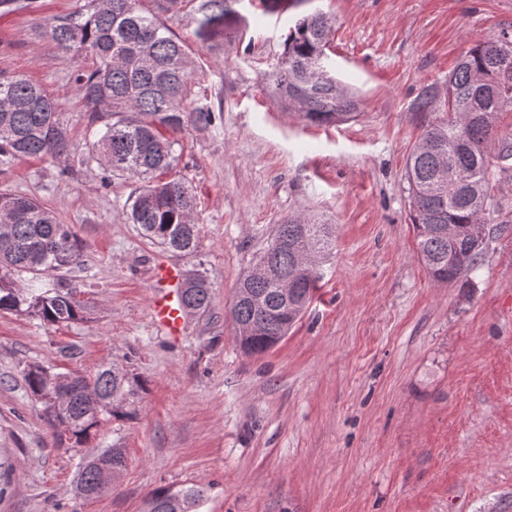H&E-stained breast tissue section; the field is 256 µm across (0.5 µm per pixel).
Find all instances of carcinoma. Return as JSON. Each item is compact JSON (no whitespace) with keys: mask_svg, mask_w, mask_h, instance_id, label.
<instances>
[{"mask_svg":"<svg viewBox=\"0 0 512 512\" xmlns=\"http://www.w3.org/2000/svg\"><path fill=\"white\" fill-rule=\"evenodd\" d=\"M88 0L85 10L50 22L49 35L63 57L89 56L91 68L73 74L83 112L95 129L86 153H77L56 101L24 75L0 72V157L77 156L113 173L138 179L127 220L161 247L182 254L196 249L195 196L172 176L178 140L172 134L189 123L208 124L211 112L187 110L200 97L194 63L183 40L162 21L185 0ZM243 0H197L196 35L208 41L243 20ZM333 18L323 12L296 21L285 40L275 74V90L307 121L332 124L355 116L356 101L333 74L319 70L327 57ZM512 104V35L471 48L448 76V118L426 128L406 163L410 217L417 256L431 280L454 282L473 271L490 236L493 171L490 151L495 118ZM0 310L32 314L43 322L68 326L86 319L77 291L50 275L83 263V249L69 225L33 198L0 194ZM460 232L448 237V225ZM330 225L314 216H290L277 226L259 261L270 274L240 278L230 308L235 324H250L253 337L244 353L262 354L279 344L305 311L331 253ZM28 274L25 288L13 276ZM294 292L282 294V282ZM182 301L189 313L204 314L213 297L207 279H184ZM30 393L43 405L51 424L67 431L77 446L89 442L102 423L135 414L142 386L137 377L112 362L92 375L55 373L33 364L23 373ZM101 467L81 465L76 490H99ZM206 498L199 486L159 487L146 500L150 512H198Z\"/></svg>","mask_w":512,"mask_h":512,"instance_id":"obj_1","label":"carcinoma"}]
</instances>
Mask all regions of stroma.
Masks as SVG:
<instances>
[{"label":"stroma","instance_id":"stroma-1","mask_svg":"<svg viewBox=\"0 0 512 512\" xmlns=\"http://www.w3.org/2000/svg\"><path fill=\"white\" fill-rule=\"evenodd\" d=\"M86 0H37L0 16V71L56 99L71 139L92 141L51 19ZM335 19L332 70L354 119L315 125L274 94L284 37L304 15ZM238 32L201 41L164 15L195 60L209 125L179 134L175 173L196 197L195 251L178 255L129 223L137 179L97 164L63 175L46 158L0 162V190L40 200L86 248L66 271L84 321L51 326L0 310V512H142L160 486L201 485L200 512H512V106L491 149L495 230L477 269L437 284L416 254L406 159L445 116L448 77L481 41L512 33V0H308L282 13L243 4ZM427 108H419L423 96ZM310 214L334 249L287 336L248 356L229 310L277 224ZM203 272L210 311L168 336L151 312L159 262ZM124 364L142 384L134 418L78 447L49 427L27 365L94 372ZM127 455L112 492L75 493L87 452Z\"/></svg>","mask_w":512,"mask_h":512}]
</instances>
